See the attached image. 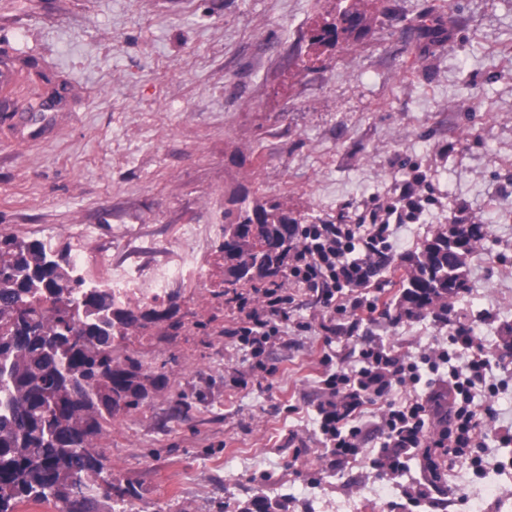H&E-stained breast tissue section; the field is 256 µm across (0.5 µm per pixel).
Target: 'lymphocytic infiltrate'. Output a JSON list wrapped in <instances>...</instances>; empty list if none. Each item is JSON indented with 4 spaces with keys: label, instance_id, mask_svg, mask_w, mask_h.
I'll list each match as a JSON object with an SVG mask.
<instances>
[{
    "label": "lymphocytic infiltrate",
    "instance_id": "lymphocytic-infiltrate-1",
    "mask_svg": "<svg viewBox=\"0 0 512 512\" xmlns=\"http://www.w3.org/2000/svg\"><path fill=\"white\" fill-rule=\"evenodd\" d=\"M424 180V175H416L413 188L402 197L401 207L390 206L374 213L368 229L329 222L297 225L294 242L284 259L287 279L273 277L258 290L225 295L224 305L232 319L224 335L247 348L253 359L249 370L238 372L236 385L248 386L256 372L264 370V360L281 340L289 310L297 304L298 289H305L319 304L324 321L349 310L375 311V303L349 298L347 291L366 287L372 260L389 251L390 218L409 217L418 210L420 197L414 188ZM358 248L363 251L359 257L354 254ZM452 341L473 351L465 369L450 367L452 354L445 348L425 357L431 371H438L444 364L450 367L446 394L453 399L452 407L433 438L427 437L426 430L431 414L439 410V393H432L425 401L413 398L399 404L392 399L395 386L420 382L417 365L404 362L384 346L370 345L359 352V369L325 372L317 411L321 442L328 453L338 458L362 453L363 431L353 426L352 420L369 404L381 407L377 432L383 452L372 464L382 472H397L404 456L413 449L421 450L426 463L439 460L449 465L464 456L466 449L477 447L482 423L479 404L492 402L499 390L486 379L483 346L472 329L458 325Z\"/></svg>",
    "mask_w": 512,
    "mask_h": 512
}]
</instances>
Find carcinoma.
I'll list each match as a JSON object with an SVG mask.
<instances>
[{"label": "carcinoma", "mask_w": 512, "mask_h": 512, "mask_svg": "<svg viewBox=\"0 0 512 512\" xmlns=\"http://www.w3.org/2000/svg\"><path fill=\"white\" fill-rule=\"evenodd\" d=\"M310 29L309 49H333L368 28L360 0H342ZM300 223L269 196L249 198L240 186L224 190V283L256 285L281 272ZM483 224H450L405 263L407 312L448 310L467 289L464 267ZM179 293L152 305L126 304L106 288H89L72 255L40 240L0 234V512L24 502H60L66 512H116L112 503L134 496L112 476L96 439L105 424L142 407L167 387L168 376L123 348L148 329L158 338L181 328L174 319ZM96 487L72 500L74 476Z\"/></svg>", "instance_id": "cac0c4a2"}]
</instances>
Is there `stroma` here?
Masks as SVG:
<instances>
[{
    "label": "stroma",
    "instance_id": "35a3bbf8",
    "mask_svg": "<svg viewBox=\"0 0 512 512\" xmlns=\"http://www.w3.org/2000/svg\"><path fill=\"white\" fill-rule=\"evenodd\" d=\"M336 0H0V54L34 64L64 103L53 134L11 143L0 129V232L85 224L100 277L112 256L154 240L170 263L200 257L166 341L126 345L164 366L167 387L106 424L105 465L137 497L131 512H238L254 496L282 512H512V0H365L358 41L308 56ZM423 171L422 207L390 225V260L362 295V321L325 332L310 302L260 383L236 387L249 357L224 336V187L274 196L305 223L397 204ZM477 222L468 288L447 314H405L401 256L448 225ZM470 326L501 389L485 443L432 479L411 452L385 476L382 442L340 462L319 440L326 368L356 365L364 343L421 358ZM305 449L295 457V449ZM480 458L473 467L472 458ZM431 491L419 506L405 489Z\"/></svg>",
    "mask_w": 512,
    "mask_h": 512
}]
</instances>
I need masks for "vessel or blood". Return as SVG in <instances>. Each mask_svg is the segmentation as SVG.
Segmentation results:
<instances>
[{"label":"vessel or blood","instance_id":"obj_1","mask_svg":"<svg viewBox=\"0 0 512 512\" xmlns=\"http://www.w3.org/2000/svg\"><path fill=\"white\" fill-rule=\"evenodd\" d=\"M26 75L17 61L10 55L0 56V127L9 130L19 140H33L41 137L52 123L51 112L57 105V99L45 102L41 112L25 111L18 98Z\"/></svg>","mask_w":512,"mask_h":512}]
</instances>
